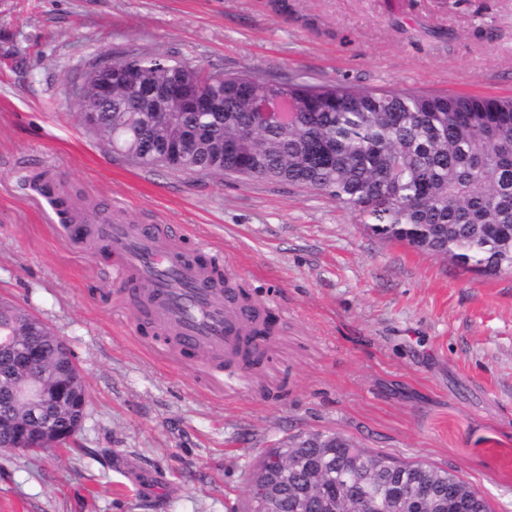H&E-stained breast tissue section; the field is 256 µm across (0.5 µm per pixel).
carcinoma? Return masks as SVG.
<instances>
[{"label": "carcinoma", "mask_w": 512, "mask_h": 512, "mask_svg": "<svg viewBox=\"0 0 512 512\" xmlns=\"http://www.w3.org/2000/svg\"><path fill=\"white\" fill-rule=\"evenodd\" d=\"M153 88L176 81L179 117L166 124L155 98L137 107L125 75ZM203 86L224 99L218 111L187 107ZM286 95L298 105L288 124L260 122L258 100ZM81 120L101 137L120 141L118 155L143 168L231 175L301 187L356 212L367 230L444 256L468 270L512 273V97L430 96L350 83L266 80L249 71L211 73L165 55L132 54L112 69V102L100 112L79 104ZM191 138L173 156L167 143ZM41 192L61 223L74 218L55 177ZM265 350L246 338L238 362L259 366ZM293 452L326 468L288 473V498L305 493L312 512H493L460 476L422 461L406 462L340 434L292 442ZM427 485L433 499L402 493L399 482Z\"/></svg>", "instance_id": "carcinoma-1"}]
</instances>
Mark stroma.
<instances>
[{"mask_svg": "<svg viewBox=\"0 0 512 512\" xmlns=\"http://www.w3.org/2000/svg\"><path fill=\"white\" fill-rule=\"evenodd\" d=\"M163 53L213 73L512 95V0H0V298L70 348L75 449H0V512H246L291 437L338 432L454 471L512 512V274L372 235L305 189L130 166L71 94L95 63ZM121 200L279 320L233 388L144 330L107 260L67 244L30 185Z\"/></svg>", "mask_w": 512, "mask_h": 512, "instance_id": "stroma-1", "label": "stroma"}]
</instances>
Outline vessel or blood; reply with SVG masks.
I'll list each match as a JSON object with an SVG mask.
<instances>
[{
    "label": "vessel or blood",
    "instance_id": "vessel-or-blood-1",
    "mask_svg": "<svg viewBox=\"0 0 512 512\" xmlns=\"http://www.w3.org/2000/svg\"><path fill=\"white\" fill-rule=\"evenodd\" d=\"M59 231L67 242L107 253L116 279L133 288L153 329L172 337L179 350L234 359L247 332L238 289L213 288L211 265L174 247L160 226L116 224L104 211L93 226L63 224Z\"/></svg>",
    "mask_w": 512,
    "mask_h": 512
}]
</instances>
